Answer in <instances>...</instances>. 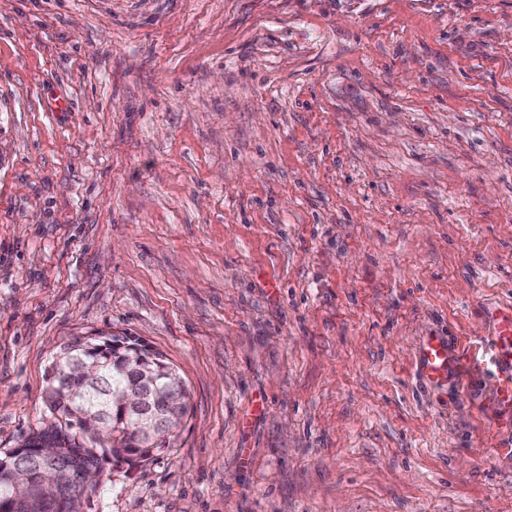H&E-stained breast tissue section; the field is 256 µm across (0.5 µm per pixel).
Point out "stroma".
I'll list each match as a JSON object with an SVG mask.
<instances>
[{"mask_svg":"<svg viewBox=\"0 0 512 512\" xmlns=\"http://www.w3.org/2000/svg\"><path fill=\"white\" fill-rule=\"evenodd\" d=\"M508 308L512 0H0V454L77 337L191 397L84 512H512ZM493 339L498 348L496 400L499 407L512 411V310L500 311L495 318ZM420 373L430 382L439 384L457 373L461 360L448 348V340L443 336L428 337L418 353Z\"/></svg>","mask_w":512,"mask_h":512,"instance_id":"35a3bbf8","label":"stroma"}]
</instances>
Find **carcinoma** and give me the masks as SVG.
I'll use <instances>...</instances> for the list:
<instances>
[{
  "label": "carcinoma",
  "instance_id": "obj_1",
  "mask_svg": "<svg viewBox=\"0 0 512 512\" xmlns=\"http://www.w3.org/2000/svg\"><path fill=\"white\" fill-rule=\"evenodd\" d=\"M148 364L156 377L155 406L171 389L180 391L184 413L190 396L183 380L160 351L150 349ZM60 355L73 362L49 378L47 403L53 424L30 436L20 447L0 456V512H55L46 492L69 496L68 512H84V503L97 485L85 486L88 475L101 476L102 463L113 460L141 466L166 449L167 438L155 445L137 436V416L127 410L124 397L139 388L142 355L128 336L77 339ZM98 362L95 379L85 385L78 370L83 362ZM96 418L100 430L86 428Z\"/></svg>",
  "mask_w": 512,
  "mask_h": 512
}]
</instances>
